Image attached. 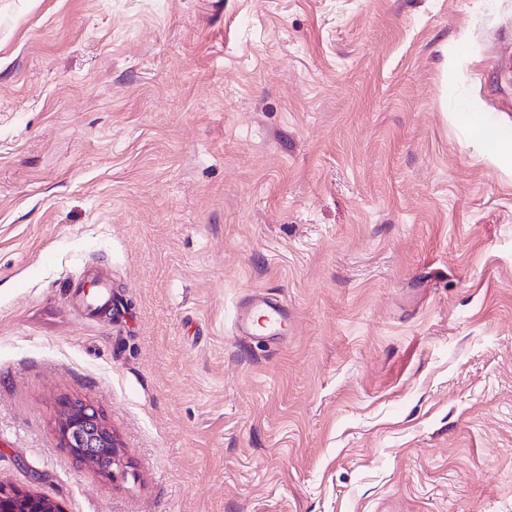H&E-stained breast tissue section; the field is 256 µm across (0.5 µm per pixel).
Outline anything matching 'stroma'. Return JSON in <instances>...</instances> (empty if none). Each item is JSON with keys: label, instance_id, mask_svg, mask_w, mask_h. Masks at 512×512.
<instances>
[{"label": "stroma", "instance_id": "35a3bbf8", "mask_svg": "<svg viewBox=\"0 0 512 512\" xmlns=\"http://www.w3.org/2000/svg\"><path fill=\"white\" fill-rule=\"evenodd\" d=\"M506 42L512 0H0V483L512 512V163L460 112L512 130ZM66 397L134 480L62 447ZM70 288H75L79 294L86 296V310L88 315L94 317L98 314V309L104 306H111L112 299L108 292V284L97 277L84 275L77 277L69 283ZM86 288L94 290L86 292ZM256 311H262L264 315L260 316L256 321L254 319V313ZM245 316V322L253 336H262L273 329H281L283 325L288 323V314L286 309L278 302L273 300H263L254 304L248 311L241 306L239 319H243ZM264 320L263 326L259 327V321Z\"/></svg>", "mask_w": 512, "mask_h": 512}]
</instances>
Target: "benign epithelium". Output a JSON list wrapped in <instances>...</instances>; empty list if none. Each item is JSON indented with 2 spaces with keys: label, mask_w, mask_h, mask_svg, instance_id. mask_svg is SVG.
I'll return each instance as SVG.
<instances>
[{
  "label": "benign epithelium",
  "mask_w": 512,
  "mask_h": 512,
  "mask_svg": "<svg viewBox=\"0 0 512 512\" xmlns=\"http://www.w3.org/2000/svg\"><path fill=\"white\" fill-rule=\"evenodd\" d=\"M58 431L63 447L102 476L115 482L135 476L128 469L125 449L117 434L93 404L80 398H64L60 402ZM17 502L26 505L24 512H63L57 501L45 495L0 484V512H19L15 508Z\"/></svg>",
  "instance_id": "obj_1"
}]
</instances>
